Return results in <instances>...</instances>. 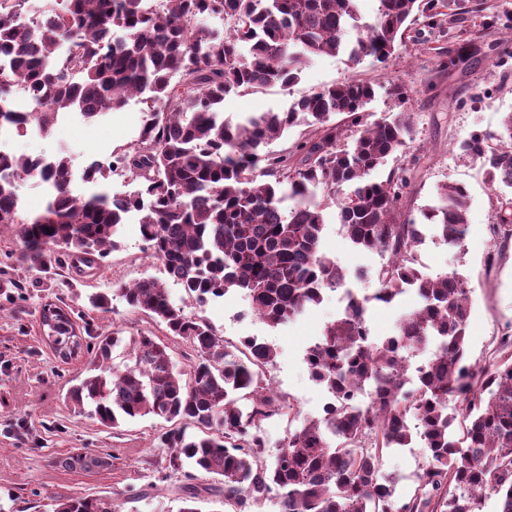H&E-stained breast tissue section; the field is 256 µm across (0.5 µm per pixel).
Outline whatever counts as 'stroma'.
Returning <instances> with one entry per match:
<instances>
[{"instance_id": "stroma-1", "label": "stroma", "mask_w": 512, "mask_h": 512, "mask_svg": "<svg viewBox=\"0 0 512 512\" xmlns=\"http://www.w3.org/2000/svg\"><path fill=\"white\" fill-rule=\"evenodd\" d=\"M489 2L490 9L480 12L478 0H462V11L450 25H413L386 62L367 56L353 65L341 55L317 56L290 88L274 85L240 91L226 96L223 105L225 120L235 122L252 112L286 110L320 88L360 80L375 88L366 107L373 118L410 112L414 131L410 148L391 156L371 177L382 181L390 170L412 165L411 185L403 201L404 212L412 215L432 203L442 184L466 187L469 232L462 248L449 247L430 228L416 259L430 276L456 271L467 279L468 351L474 363L484 362L499 349L501 337L512 335V224L499 222L501 201L511 198L512 192L492 188L481 162L463 156L459 149L473 134L497 131L503 113L512 112V46L505 40L507 28L512 27V0ZM465 40L479 48L468 66L442 68L449 48ZM400 84L408 89L403 104L392 95ZM147 117L146 105L136 98L121 111L91 121L77 113H62L46 134H14L7 149L16 155L68 156L74 194L86 196L100 188L126 195L138 183L124 169L113 171L99 188L82 180V169L88 157L109 164L131 150ZM336 215V206L326 208L322 250L346 271L350 288L371 295L377 283L370 271L386 258L352 246ZM118 240L119 248L111 251L97 275L71 288L67 285L71 259L64 250L52 252L46 268L19 265L16 257L22 242L14 229L0 227V272L17 283L16 289L0 295V512H49L53 500L70 496L104 499L112 512H179L182 506L186 478L163 468L167 451L160 448L158 437L165 421L147 416L108 431L95 418L77 413L65 395L89 374L94 355L86 352L72 360L60 359L39 323L41 307L55 303L91 336L121 337V345L112 352L114 364L126 363L134 338L148 334L167 343L179 369L190 370L195 351L168 336L163 324L133 311L122 298L113 297L110 311L91 309L92 293L147 276H164L162 265L148 255L137 216L123 224ZM167 288L175 304L188 315L207 319L228 347L249 336L273 345L278 354L274 364L264 368V381L287 397L301 417L320 416L327 393L310 378L304 354L325 325L341 316L338 292L326 291L321 304L287 325L272 328L253 316L244 292H229L201 308L175 283ZM417 303L410 291L389 306L369 303L366 322L372 336L391 334L399 316ZM78 448L107 457V466L91 472L69 468L64 460ZM427 462L422 442L416 441L386 453L382 469L399 476L397 491L409 497L416 487V473Z\"/></svg>"}]
</instances>
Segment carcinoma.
Listing matches in <instances>:
<instances>
[{
  "instance_id": "obj_1",
  "label": "carcinoma",
  "mask_w": 512,
  "mask_h": 512,
  "mask_svg": "<svg viewBox=\"0 0 512 512\" xmlns=\"http://www.w3.org/2000/svg\"><path fill=\"white\" fill-rule=\"evenodd\" d=\"M458 2L378 0L369 23L360 0H162L157 13L145 0H66L60 8L44 0L43 20L34 26L22 21L29 0H0V101L18 79L33 93L20 121L48 131L61 112L78 110L91 119L134 97L149 109L137 146L116 158L139 181L120 200L105 191L73 194L66 156L44 165L38 157L0 154V224L17 226L23 243L17 262L42 266L47 251L60 247L81 272L99 270L118 247L126 215L137 212L151 256L196 305L240 290L252 313L276 328L345 283L344 269L320 250L326 202L315 189L321 186L351 244L388 256L373 272L379 288L372 298L389 305L412 290L420 299L393 334L374 340L365 319L369 298L347 291V311L304 355L330 401L321 416L288 432L270 462L261 421L298 419L290 401L260 378L259 370L275 362L274 346L248 337L239 354L226 350L206 319L186 315L165 283L150 276L115 292L188 343L197 361L184 379L170 347L142 335L133 340V364L120 368L112 365V349L121 337L85 345L70 315L52 305L47 336L58 356L95 350L98 373L69 393L78 412L88 404L112 429L145 416L172 424L160 435V447L168 449L165 469L187 478V467L222 477L218 491L234 512L265 501L275 512H475L477 501L492 496L497 512H512V354L505 352L512 340L484 364L469 363L467 281L456 272L426 277L414 258L428 227L449 246H463L466 187L441 185L418 224L403 212L410 169L369 180L409 147L412 125L404 110L369 120L365 106L375 89L366 81L324 87L285 111L256 112L236 124L222 112L232 92L297 83L317 55L384 62L416 14L429 27L441 17L451 23ZM206 18L223 20L224 28L203 24ZM60 46L67 48L63 55ZM473 53L474 45L463 43L441 65L465 64ZM72 69L80 73L74 82L66 78ZM336 114L345 115L349 144L331 123ZM300 125L314 135L298 144V163L265 150ZM460 150L482 162L491 186L512 189V113L499 131L476 134ZM25 179L49 180L54 189L33 218L20 207ZM428 346L432 356L419 375L410 374V354ZM242 399L251 405L240 406ZM458 406L468 420L459 438L452 413ZM416 435L429 463L416 475L414 495L403 498L385 482L382 458ZM67 464L91 471L103 461L77 452ZM183 492L180 512H200V490L187 485ZM52 512L112 509L78 496L57 500Z\"/></svg>"
}]
</instances>
